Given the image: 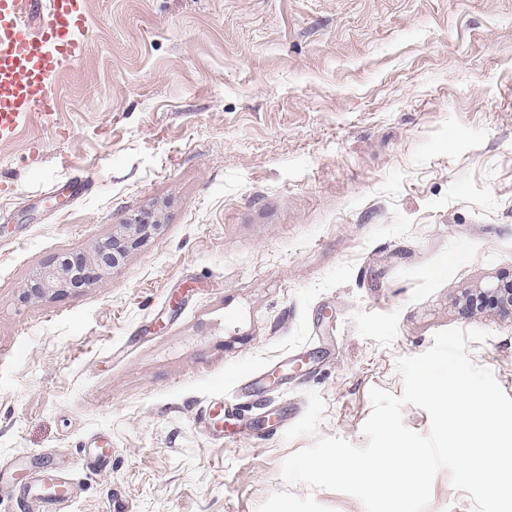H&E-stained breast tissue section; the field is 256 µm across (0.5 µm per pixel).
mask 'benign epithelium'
I'll list each match as a JSON object with an SVG mask.
<instances>
[{"label": "benign epithelium", "mask_w": 512, "mask_h": 512, "mask_svg": "<svg viewBox=\"0 0 512 512\" xmlns=\"http://www.w3.org/2000/svg\"><path fill=\"white\" fill-rule=\"evenodd\" d=\"M159 229V224H149L136 219L113 225L112 236L99 243L88 255L79 259L61 258L57 264L37 271L29 292L43 295L67 288L88 286L94 274L119 265L127 252L137 248ZM492 303L505 312H512V283L482 288L471 295L469 306L475 310Z\"/></svg>", "instance_id": "1"}]
</instances>
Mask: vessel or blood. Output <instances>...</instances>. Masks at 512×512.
I'll return each instance as SVG.
<instances>
[{"mask_svg": "<svg viewBox=\"0 0 512 512\" xmlns=\"http://www.w3.org/2000/svg\"><path fill=\"white\" fill-rule=\"evenodd\" d=\"M87 0H0V141L13 139L32 113L53 117L56 76L86 45Z\"/></svg>", "mask_w": 512, "mask_h": 512, "instance_id": "vessel-or-blood-1", "label": "vessel or blood"}]
</instances>
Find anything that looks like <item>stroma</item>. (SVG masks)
Instances as JSON below:
<instances>
[{"instance_id":"stroma-1","label":"stroma","mask_w":512,"mask_h":512,"mask_svg":"<svg viewBox=\"0 0 512 512\" xmlns=\"http://www.w3.org/2000/svg\"><path fill=\"white\" fill-rule=\"evenodd\" d=\"M53 119L0 142V512H364L286 486L361 447L400 356L479 328L512 397V0H88ZM161 228L89 287L23 290L115 224ZM213 403L245 428L212 435ZM491 302L505 312H512V283L497 284L491 288H482L472 294L468 300L471 309H481Z\"/></svg>"}]
</instances>
